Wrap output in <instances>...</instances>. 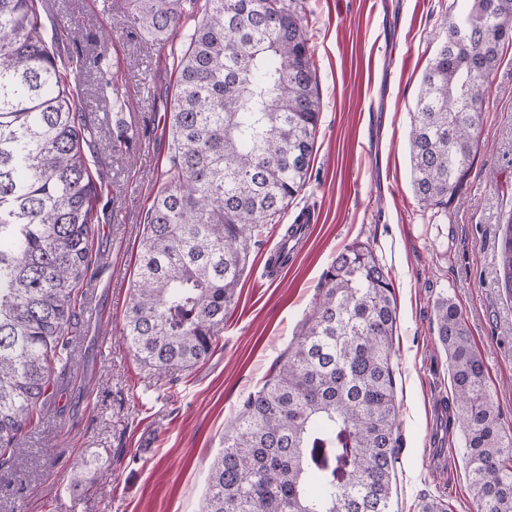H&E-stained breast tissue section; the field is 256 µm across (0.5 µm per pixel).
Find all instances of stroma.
<instances>
[{"mask_svg": "<svg viewBox=\"0 0 512 512\" xmlns=\"http://www.w3.org/2000/svg\"><path fill=\"white\" fill-rule=\"evenodd\" d=\"M452 0H300L322 112L310 178L251 242L247 268L211 353L160 373L123 342L144 218L161 187L170 138L172 61L141 32L130 0H36L58 64L105 56L127 78L126 102L88 67L72 84L92 172L106 176L92 258L69 328L74 362L55 371L48 412L16 441L20 465L0 470V512H199L224 430L284 361L336 257L374 250L394 287L392 363L402 448L395 512L424 498L476 512L456 418L440 439L436 408L457 403L434 307L451 299L486 367L487 388L512 435V292L498 279L512 214V55L502 56L484 103L468 177L445 210L423 208L411 177L408 131L422 75ZM136 133L117 154L118 125ZM312 215L288 265L269 250L299 214Z\"/></svg>", "mask_w": 512, "mask_h": 512, "instance_id": "1", "label": "stroma"}]
</instances>
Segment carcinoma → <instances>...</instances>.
Wrapping results in <instances>:
<instances>
[{
  "mask_svg": "<svg viewBox=\"0 0 512 512\" xmlns=\"http://www.w3.org/2000/svg\"><path fill=\"white\" fill-rule=\"evenodd\" d=\"M132 3L151 42L184 41L165 183L148 209L123 326L135 356L168 372L211 352L253 234L309 180L321 101L297 0ZM40 28L35 0H0V467L17 463L14 441L42 417L56 367L72 363L68 325L105 183L91 176L74 88ZM510 41L512 0H453L409 132L423 207L448 208L463 186L489 77ZM101 81L125 97L119 70ZM500 272L512 289V215ZM396 322L388 272L369 246L351 245L283 364L224 433L200 512H392ZM435 324L478 512H512V437L483 360L451 300L437 302Z\"/></svg>",
  "mask_w": 512,
  "mask_h": 512,
  "instance_id": "obj_1",
  "label": "carcinoma"
}]
</instances>
